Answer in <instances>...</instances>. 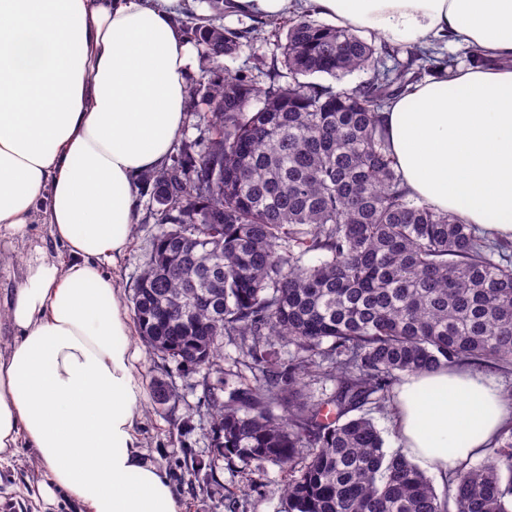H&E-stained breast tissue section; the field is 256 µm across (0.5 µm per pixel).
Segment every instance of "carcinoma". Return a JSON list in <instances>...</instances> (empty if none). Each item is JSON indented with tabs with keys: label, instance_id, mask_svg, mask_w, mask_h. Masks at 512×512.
<instances>
[{
	"label": "carcinoma",
	"instance_id": "cac0c4a2",
	"mask_svg": "<svg viewBox=\"0 0 512 512\" xmlns=\"http://www.w3.org/2000/svg\"><path fill=\"white\" fill-rule=\"evenodd\" d=\"M185 27L211 62L203 135L143 178L159 231L132 304L149 353L206 370L210 470L281 466V512H512V419L440 495L372 418L406 375L512 372V241L409 197L377 119L457 61L415 47L391 78L353 30L297 14L273 64L289 81L263 85L224 68L249 31ZM361 70L352 88L309 81ZM155 385L156 404L179 400Z\"/></svg>",
	"mask_w": 512,
	"mask_h": 512
}]
</instances>
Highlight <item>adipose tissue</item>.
Here are the masks:
<instances>
[{"mask_svg": "<svg viewBox=\"0 0 512 512\" xmlns=\"http://www.w3.org/2000/svg\"><path fill=\"white\" fill-rule=\"evenodd\" d=\"M189 0H0V235L44 215L66 258L35 248L0 297V458L26 445L86 512H182L141 444V353L116 280L143 175L184 125ZM412 47L477 50L380 114L411 197L512 238V0H224L276 19L296 7ZM512 418L490 378L443 367L406 377L396 424L417 461L447 473Z\"/></svg>", "mask_w": 512, "mask_h": 512, "instance_id": "obj_1", "label": "adipose tissue"}]
</instances>
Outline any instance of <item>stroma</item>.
Returning <instances> with one entry per match:
<instances>
[{"mask_svg": "<svg viewBox=\"0 0 512 512\" xmlns=\"http://www.w3.org/2000/svg\"><path fill=\"white\" fill-rule=\"evenodd\" d=\"M220 23L229 29L254 28L260 34L252 45L225 58L229 71L251 74L268 69L278 50L274 41L264 40L267 28L261 19L226 14ZM149 198L148 186H141L132 243L112 270L127 308L132 305L133 288L158 230L146 208ZM37 246H53L48 227L42 223L30 228L24 238L0 240V255L10 261L9 266L0 265L1 287H11L13 269L21 267L28 251ZM140 365L144 388L162 379L173 383L181 394L177 403L167 406L145 402L141 439L148 455L169 474L185 512H281L277 489L285 474L279 466L269 464L257 472L233 460L224 462L221 470L211 471V418L203 403L202 373L181 372L174 364L146 353ZM42 478L32 449H15L8 461L0 464V512H84L81 504L62 495L53 503L37 497L35 485Z\"/></svg>", "mask_w": 512, "mask_h": 512, "instance_id": "stroma-1", "label": "stroma"}]
</instances>
